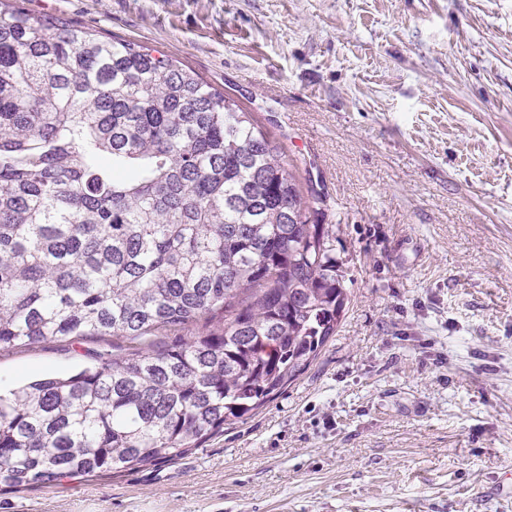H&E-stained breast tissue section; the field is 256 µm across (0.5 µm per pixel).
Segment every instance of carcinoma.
<instances>
[{
  "label": "carcinoma",
  "mask_w": 512,
  "mask_h": 512,
  "mask_svg": "<svg viewBox=\"0 0 512 512\" xmlns=\"http://www.w3.org/2000/svg\"><path fill=\"white\" fill-rule=\"evenodd\" d=\"M322 202L193 72L0 0V350L134 343L0 393V486L173 463L302 376L348 302Z\"/></svg>",
  "instance_id": "1"
}]
</instances>
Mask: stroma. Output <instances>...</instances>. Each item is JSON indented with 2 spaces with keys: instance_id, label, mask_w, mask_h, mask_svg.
<instances>
[{
  "instance_id": "35a3bbf8",
  "label": "stroma",
  "mask_w": 512,
  "mask_h": 512,
  "mask_svg": "<svg viewBox=\"0 0 512 512\" xmlns=\"http://www.w3.org/2000/svg\"><path fill=\"white\" fill-rule=\"evenodd\" d=\"M254 113L325 197L349 304L309 370L173 463L0 512H512V0H22ZM108 337L0 350V391Z\"/></svg>"
}]
</instances>
